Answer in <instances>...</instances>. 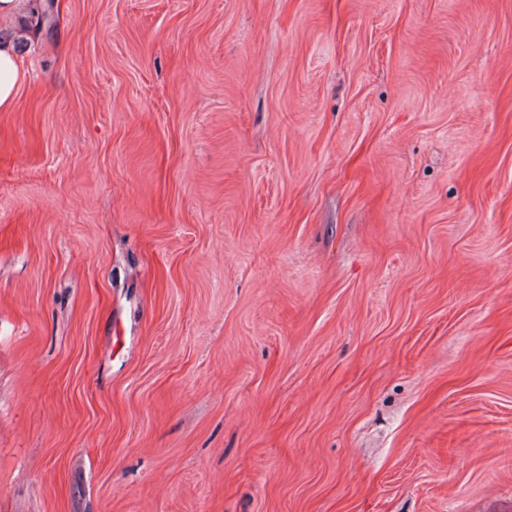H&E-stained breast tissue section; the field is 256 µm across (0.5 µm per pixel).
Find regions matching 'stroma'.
I'll return each instance as SVG.
<instances>
[{"label": "stroma", "mask_w": 512, "mask_h": 512, "mask_svg": "<svg viewBox=\"0 0 512 512\" xmlns=\"http://www.w3.org/2000/svg\"><path fill=\"white\" fill-rule=\"evenodd\" d=\"M0 18V512H512V0ZM38 2L36 7L30 10L24 27V30L28 29L34 35L41 33L43 30L51 29L60 19L58 1L41 0ZM27 77V68L10 41L0 43V112L14 108L18 89Z\"/></svg>", "instance_id": "35a3bbf8"}]
</instances>
